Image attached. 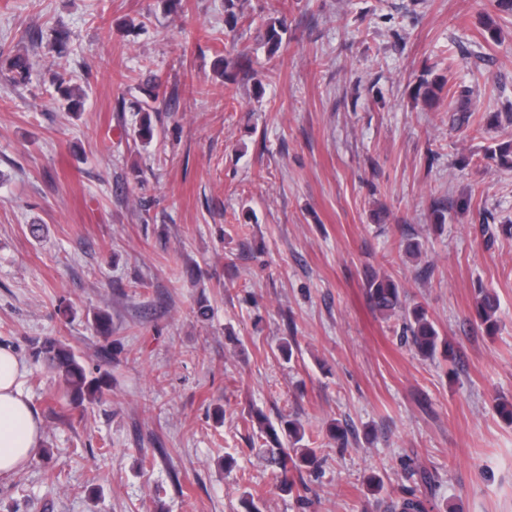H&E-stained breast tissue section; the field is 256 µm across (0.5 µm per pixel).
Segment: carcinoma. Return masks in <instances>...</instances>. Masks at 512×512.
Listing matches in <instances>:
<instances>
[{
    "mask_svg": "<svg viewBox=\"0 0 512 512\" xmlns=\"http://www.w3.org/2000/svg\"><path fill=\"white\" fill-rule=\"evenodd\" d=\"M35 61L27 55H19L10 62L9 72L16 84L27 80ZM471 89L467 86L448 88V98L456 112L468 111V100ZM365 295L371 308L383 320L392 318L401 321L402 336L414 354L433 359L437 353L451 356L450 344L439 335L433 321L428 318L425 308L420 304L411 307L406 304V291L401 284L389 275L371 274L364 282ZM500 309L498 296L485 289H477L474 303L475 322L488 335L494 334L498 328ZM40 354L47 362L48 370L55 374L63 383L69 403L77 407L84 403H96L103 399L110 390V373L90 378L74 350L55 339H46L40 347ZM260 432L274 443L270 449V462L281 470L283 479L281 486L285 491L293 492L295 485L288 482V467L313 469L318 466L319 459L313 448L301 446L305 431L296 422L286 423L284 429L288 446H283L279 434L273 424L264 415H258ZM429 502L409 492L398 500L388 504L390 512H427Z\"/></svg>",
    "mask_w": 512,
    "mask_h": 512,
    "instance_id": "cac0c4a2",
    "label": "carcinoma"
}]
</instances>
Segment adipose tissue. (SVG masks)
Instances as JSON below:
<instances>
[{
	"instance_id": "1",
	"label": "adipose tissue",
	"mask_w": 512,
	"mask_h": 512,
	"mask_svg": "<svg viewBox=\"0 0 512 512\" xmlns=\"http://www.w3.org/2000/svg\"><path fill=\"white\" fill-rule=\"evenodd\" d=\"M25 371L23 360L0 346V477L13 474L41 449L42 423L24 393Z\"/></svg>"
}]
</instances>
